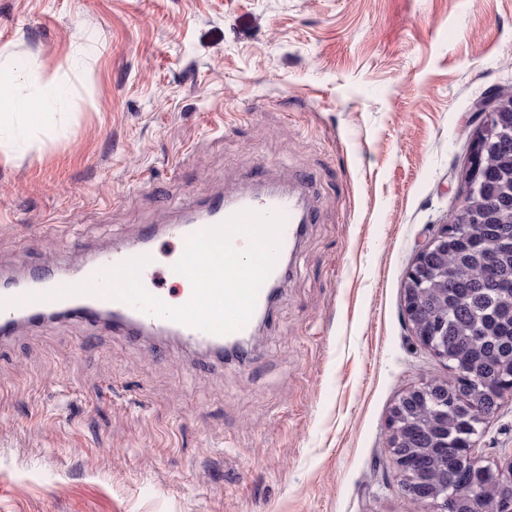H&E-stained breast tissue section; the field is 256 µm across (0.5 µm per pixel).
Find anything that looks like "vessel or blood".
<instances>
[{
    "instance_id": "1",
    "label": "vessel or blood",
    "mask_w": 512,
    "mask_h": 512,
    "mask_svg": "<svg viewBox=\"0 0 512 512\" xmlns=\"http://www.w3.org/2000/svg\"><path fill=\"white\" fill-rule=\"evenodd\" d=\"M242 210L257 212L280 211L286 216V223L281 235V254L294 251L306 224L315 219L302 202L299 195L276 188H267L258 192H243L230 196H218L202 203L198 210L187 215L181 221L167 225L168 237L175 239L179 245H186L196 233L220 224L228 217ZM153 233H143L140 239L128 241L107 251L99 253L92 260L84 263L75 275L68 277H47L34 285L26 287L0 289V335L7 336L20 319L38 322L40 315L64 311L71 316L89 322L101 316H109L115 330L126 336H143L159 330H172L189 341L200 345H221L234 342L249 335L251 325L226 334H209L193 326L171 320L166 317L148 314L139 308L106 296L70 295L59 299H48L50 291L67 285H74L94 278L103 269L117 265L129 258L146 255L150 261L141 271V283L148 293H155V283L159 272L182 286L181 300L189 302L192 297V285L189 279L174 270L173 267L159 269L154 260L156 249L152 245Z\"/></svg>"
}]
</instances>
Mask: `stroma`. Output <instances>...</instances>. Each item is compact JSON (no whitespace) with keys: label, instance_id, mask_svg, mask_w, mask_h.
Returning a JSON list of instances; mask_svg holds the SVG:
<instances>
[{"label":"stroma","instance_id":"obj_1","mask_svg":"<svg viewBox=\"0 0 512 512\" xmlns=\"http://www.w3.org/2000/svg\"><path fill=\"white\" fill-rule=\"evenodd\" d=\"M1 47L67 96L0 147V272L259 184L317 220L247 363L63 318L1 339L0 512H407L390 410L455 372L403 284L512 87V0H0ZM481 429L511 464L512 395Z\"/></svg>","mask_w":512,"mask_h":512}]
</instances>
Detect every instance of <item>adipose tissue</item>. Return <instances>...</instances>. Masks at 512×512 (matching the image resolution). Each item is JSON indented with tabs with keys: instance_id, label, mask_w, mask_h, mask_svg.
I'll return each mask as SVG.
<instances>
[{
	"instance_id": "obj_1",
	"label": "adipose tissue",
	"mask_w": 512,
	"mask_h": 512,
	"mask_svg": "<svg viewBox=\"0 0 512 512\" xmlns=\"http://www.w3.org/2000/svg\"><path fill=\"white\" fill-rule=\"evenodd\" d=\"M23 68L12 59L0 60V135H13L30 128L51 133L54 108L60 103V87L55 82L34 83L22 92Z\"/></svg>"
}]
</instances>
